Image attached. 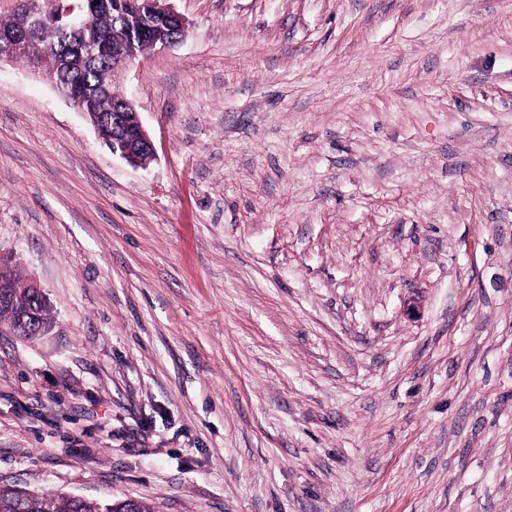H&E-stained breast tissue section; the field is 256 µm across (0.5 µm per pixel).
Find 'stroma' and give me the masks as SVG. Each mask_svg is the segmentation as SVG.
<instances>
[{"mask_svg":"<svg viewBox=\"0 0 512 512\" xmlns=\"http://www.w3.org/2000/svg\"><path fill=\"white\" fill-rule=\"evenodd\" d=\"M113 156L0 63V482L152 512H512V0H172ZM134 113V114H132ZM112 154L118 155L128 164L140 167L145 165L141 159L144 153L151 159L154 156V144L147 134L139 113L134 104L124 98L121 104L112 113ZM2 287L0 288V323L12 326L16 335L35 339L36 331L42 324L55 321L47 301L23 298L16 303L5 298L9 288ZM9 328L13 331L11 327Z\"/></svg>","mask_w":512,"mask_h":512,"instance_id":"1","label":"stroma"}]
</instances>
